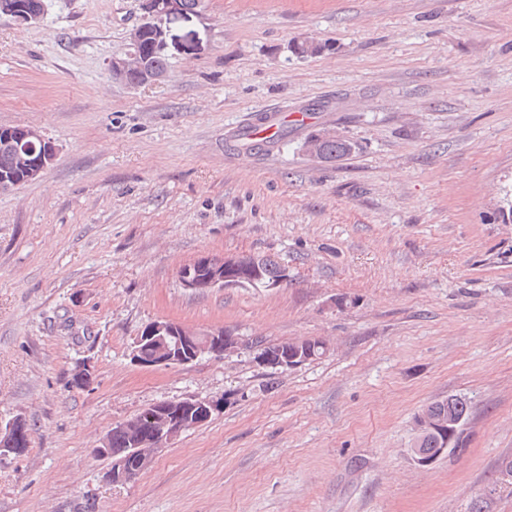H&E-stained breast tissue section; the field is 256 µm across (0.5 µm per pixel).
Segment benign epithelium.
Returning a JSON list of instances; mask_svg holds the SVG:
<instances>
[{"label": "benign epithelium", "instance_id": "7a95c632", "mask_svg": "<svg viewBox=\"0 0 512 512\" xmlns=\"http://www.w3.org/2000/svg\"><path fill=\"white\" fill-rule=\"evenodd\" d=\"M144 19L131 33V50L124 55H115L109 61L112 79L132 89L153 84L164 74L146 69L140 45L145 38L164 52L168 48L167 27L170 21L188 14L183 0H143ZM0 14L12 16L24 25L39 23L41 11H27L20 0H0ZM343 136L327 129L311 135L304 143V149L313 158L325 161L323 143ZM29 142L30 151L17 153V165L25 179L41 176L54 157V146L46 141L33 127L17 125L0 127V143L13 145ZM263 265L257 258L246 259L237 256H202L180 270L184 287L198 293L214 288H272L287 278L282 273L276 280L268 281L262 273ZM246 346L245 341L224 328L206 332L197 331L170 319H157L144 327L136 337L129 353L131 363L140 367H173L187 365L205 357L220 358ZM254 360L265 367L293 369L314 357V348L297 340L288 349L267 345L250 346ZM224 407L219 399L182 398L152 404L129 419L117 425V432L125 436L128 448L116 452L110 448V436L103 437L96 448L97 455L110 461L105 472L106 479L113 484H124L134 473L147 469L154 456L170 445L184 432L206 424L214 414ZM17 421L6 427L0 426V451L16 452L18 440ZM415 433H432L439 437L442 447L428 458L418 449H410L413 461L419 467L433 465L450 448L463 446L461 437L462 418L453 406L448 414L440 417L428 411L418 413L414 420Z\"/></svg>", "mask_w": 512, "mask_h": 512}]
</instances>
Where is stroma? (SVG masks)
I'll return each mask as SVG.
<instances>
[{
	"instance_id": "obj_1",
	"label": "stroma",
	"mask_w": 512,
	"mask_h": 512,
	"mask_svg": "<svg viewBox=\"0 0 512 512\" xmlns=\"http://www.w3.org/2000/svg\"><path fill=\"white\" fill-rule=\"evenodd\" d=\"M142 0H46L0 15V126L55 147L0 192V512H512V0H207L168 26L164 78L108 61ZM310 37L320 53L297 56ZM285 136L242 146L255 114ZM355 150L333 163L320 128ZM266 256L279 286L185 288L204 255ZM166 318L251 341L324 340L287 371L248 352L131 363ZM91 360L86 388L70 384ZM465 399L463 445L414 465L413 420ZM224 408L130 481L94 448L148 405ZM27 9L37 11H26ZM44 0H1L0 14L12 16L16 21L24 25L39 23L43 18ZM344 140L345 138L340 134L336 133V131L326 129L325 131H321L315 134H312L304 143V149L306 152L312 156L313 158L325 162L326 159L328 162L336 161V158H343L345 156L350 155L352 144L349 143V146H346L345 142L330 140ZM330 140V141H327ZM326 141V142H325ZM325 142V143H324ZM324 143V145H323ZM326 159L324 157V153ZM17 421L14 419L11 423L6 425L5 428L0 426V451L1 453H14L18 450V448H23L20 454H23L29 446H27V437L31 436V428L28 423L21 419L17 429L21 435L22 440L24 441L23 446L14 448L17 440H18V432L16 430Z\"/></svg>"
}]
</instances>
